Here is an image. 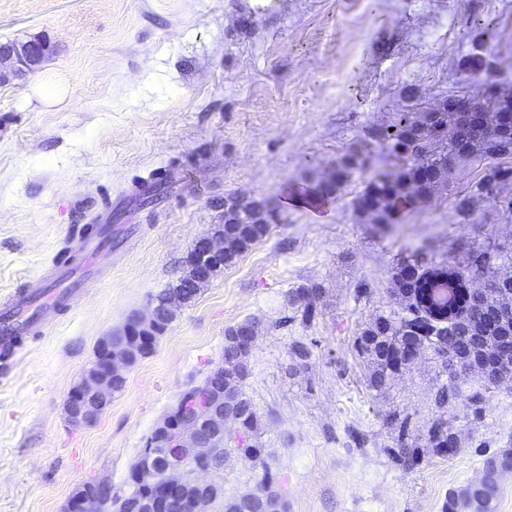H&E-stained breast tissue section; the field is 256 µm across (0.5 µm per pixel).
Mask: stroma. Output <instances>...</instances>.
<instances>
[{
	"mask_svg": "<svg viewBox=\"0 0 512 512\" xmlns=\"http://www.w3.org/2000/svg\"><path fill=\"white\" fill-rule=\"evenodd\" d=\"M477 31L512 86V0H0V42L48 46L34 73L0 85V296L84 229L112 227L106 274L27 338L0 381V512H62L92 481L126 491L146 438L246 321L256 340L243 390L262 456L229 450L211 476L225 498L258 492L267 473L287 512H442L512 450V379L487 389L459 375L449 411L459 450L443 457L424 439L440 361L421 352L376 392L354 352L361 329L397 308L390 272L402 258L512 251L501 204L512 185L499 202L478 199L469 219L453 207L480 179L479 160L458 162L400 223L354 209L366 182L394 168L376 129L448 98L482 102L456 67ZM356 148L369 167L337 198L302 202ZM157 183L163 194L145 198ZM235 198L273 208L267 235L177 311L97 423L71 425L67 396L100 339L177 283ZM300 342L308 359L293 354ZM400 442L418 465L395 459Z\"/></svg>",
	"mask_w": 512,
	"mask_h": 512,
	"instance_id": "obj_1",
	"label": "stroma"
}]
</instances>
